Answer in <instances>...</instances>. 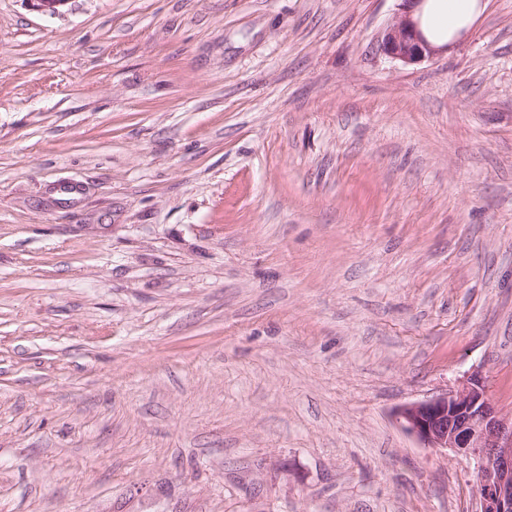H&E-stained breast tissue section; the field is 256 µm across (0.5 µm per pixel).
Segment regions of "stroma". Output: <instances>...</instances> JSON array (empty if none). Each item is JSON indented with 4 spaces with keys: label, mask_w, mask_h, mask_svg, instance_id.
<instances>
[{
    "label": "stroma",
    "mask_w": 512,
    "mask_h": 512,
    "mask_svg": "<svg viewBox=\"0 0 512 512\" xmlns=\"http://www.w3.org/2000/svg\"><path fill=\"white\" fill-rule=\"evenodd\" d=\"M0 0V512H474L395 413H512V0ZM399 1L400 13L384 30L379 48L389 59L404 64L419 63L448 51L471 30L486 8L482 0Z\"/></svg>",
    "instance_id": "35a3bbf8"
}]
</instances>
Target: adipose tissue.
<instances>
[{
	"label": "adipose tissue",
	"instance_id": "1",
	"mask_svg": "<svg viewBox=\"0 0 512 512\" xmlns=\"http://www.w3.org/2000/svg\"><path fill=\"white\" fill-rule=\"evenodd\" d=\"M485 8L484 0H422L414 17L427 40L442 47L468 33Z\"/></svg>",
	"mask_w": 512,
	"mask_h": 512
}]
</instances>
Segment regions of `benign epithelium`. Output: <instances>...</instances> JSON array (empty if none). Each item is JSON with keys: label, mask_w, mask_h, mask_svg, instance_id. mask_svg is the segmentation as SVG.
I'll use <instances>...</instances> for the list:
<instances>
[{"label": "benign epithelium", "mask_w": 512, "mask_h": 512, "mask_svg": "<svg viewBox=\"0 0 512 512\" xmlns=\"http://www.w3.org/2000/svg\"><path fill=\"white\" fill-rule=\"evenodd\" d=\"M29 2L53 16L68 0ZM421 2L401 0L399 15L384 30L379 48L389 59L414 64L445 51L427 41L413 18ZM396 417L422 447L450 449L476 462L475 512H512V415L501 413L479 374L454 391L401 406Z\"/></svg>", "instance_id": "7a95c632"}]
</instances>
